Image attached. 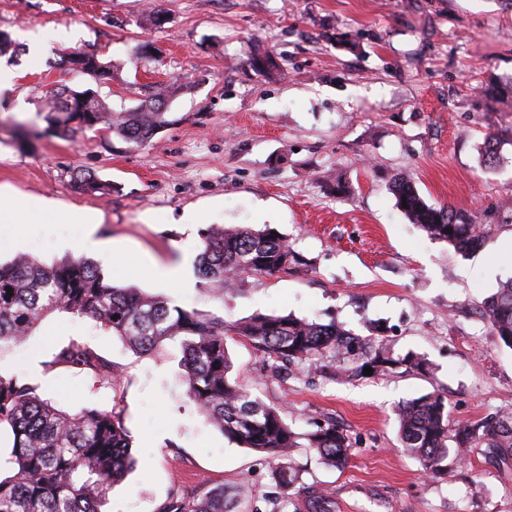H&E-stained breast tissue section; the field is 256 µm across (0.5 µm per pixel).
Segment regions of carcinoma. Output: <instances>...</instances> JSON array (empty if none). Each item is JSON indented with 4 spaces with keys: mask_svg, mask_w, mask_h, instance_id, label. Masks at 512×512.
<instances>
[{
    "mask_svg": "<svg viewBox=\"0 0 512 512\" xmlns=\"http://www.w3.org/2000/svg\"><path fill=\"white\" fill-rule=\"evenodd\" d=\"M250 65L259 74L280 70L278 57L255 49ZM181 85L159 86L132 112H113L91 88L52 89L45 121L66 137L85 130L114 135L140 147L166 124L165 106ZM486 97L512 96V77L481 88ZM502 139L486 136L481 166L500 162ZM75 185L105 192L112 185L83 172ZM396 205L430 238L452 245L462 254L479 248L492 225L479 224L467 213L429 205L412 179L390 183ZM288 241L269 227L224 229L202 233L198 274L207 288L224 294V284L245 275L273 276L296 263ZM13 290L8 294L7 290ZM89 318L122 340L132 351L148 355L166 341L181 347L186 398L225 439L242 448L285 460L293 449L310 448L329 466L344 467L352 441L330 420L305 434L295 432L278 409L230 382L232 361L224 335L244 337L258 351L283 364L310 362L346 380L383 376L400 368L428 371L426 362L403 356L383 344L382 329L359 337L333 322L317 323L292 314H256L232 325L224 318L186 310L138 288H121L106 280L99 265L67 256L50 265L28 255L0 263V356L26 341L52 315ZM482 315L493 335L512 347V279L500 283L482 303ZM53 363L80 369L102 384L112 383V366L88 345L71 342L60 348ZM399 440L420 462L425 474L441 479L448 462L458 464L473 448H491L497 457L512 454V412L489 418L458 420L448 410V397L435 391L405 403L397 413ZM12 434V448L0 455V512H101L112 485L133 468L130 439L118 415L106 410L68 413L42 398L39 386L18 375L0 373V428ZM285 489L294 487L292 467L275 468ZM159 512H229L224 490L198 496L173 495Z\"/></svg>",
    "mask_w": 512,
    "mask_h": 512,
    "instance_id": "cac0c4a2",
    "label": "carcinoma"
}]
</instances>
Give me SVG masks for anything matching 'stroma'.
<instances>
[{
    "instance_id": "stroma-1",
    "label": "stroma",
    "mask_w": 512,
    "mask_h": 512,
    "mask_svg": "<svg viewBox=\"0 0 512 512\" xmlns=\"http://www.w3.org/2000/svg\"><path fill=\"white\" fill-rule=\"evenodd\" d=\"M163 17L155 26L150 15ZM0 33L14 44L0 64L18 75L0 97V191L48 202L28 224L0 223V259L45 263L84 256L118 287H136L232 323L255 314L334 321L365 337L384 328L394 353L425 359L407 371L345 382L309 364L282 366L227 334L231 380L280 410L300 434L326 419L352 439L344 468L307 448L289 463L284 490L275 461L228 442L184 398L182 351L150 355L86 319L45 320L0 356L63 410H111L128 430L137 464L113 486L105 512H158L172 495L223 489L230 512H512V461L475 449L448 477H425L399 441L397 410L441 390L458 419L512 411V348L480 312L512 278V101L478 89L512 77V0H0ZM155 48L137 59L140 44ZM281 58L279 72L249 66L253 46ZM96 53L112 79L95 84L67 69L69 48ZM180 82L168 124L143 147L89 131H47L51 88H96L115 112L133 111L149 85ZM32 132L25 146L17 125ZM501 134L502 161L481 170L484 135ZM113 185L74 187L80 170ZM412 177L430 204L477 216L493 231L461 255L431 239L397 208L394 175ZM342 177L347 196L330 189ZM89 216L66 224L62 211ZM197 224H180L183 211ZM275 228L301 262L274 276L203 287L197 272L205 228ZM161 268L176 277L159 278ZM88 344L117 374L113 385L54 365L62 346Z\"/></svg>"
}]
</instances>
